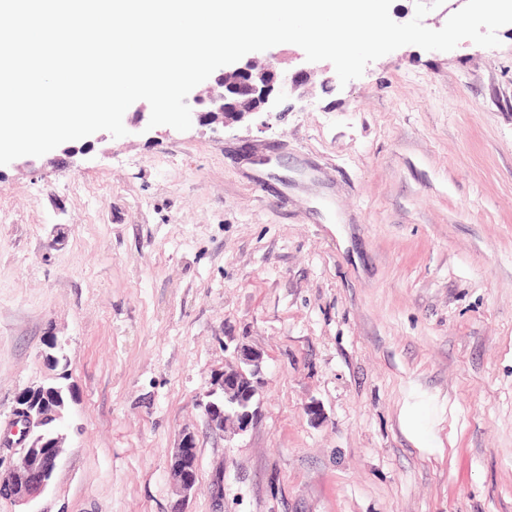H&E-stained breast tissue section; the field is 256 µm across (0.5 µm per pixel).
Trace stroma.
<instances>
[{"instance_id":"obj_1","label":"stroma","mask_w":512,"mask_h":512,"mask_svg":"<svg viewBox=\"0 0 512 512\" xmlns=\"http://www.w3.org/2000/svg\"><path fill=\"white\" fill-rule=\"evenodd\" d=\"M500 47L332 63L229 126L106 137L0 166V431L74 386L33 512H512V25ZM259 415L201 407L235 347ZM221 489H214L216 474ZM263 354L242 348L236 365L216 374L202 402L209 427L222 433L241 434L258 414L263 385ZM170 471L175 480L177 499L171 512H185L184 504L197 481V438L194 431L183 430L170 457Z\"/></svg>"}]
</instances>
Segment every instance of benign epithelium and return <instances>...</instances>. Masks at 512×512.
Returning <instances> with one entry per match:
<instances>
[{
    "label": "benign epithelium",
    "mask_w": 512,
    "mask_h": 512,
    "mask_svg": "<svg viewBox=\"0 0 512 512\" xmlns=\"http://www.w3.org/2000/svg\"><path fill=\"white\" fill-rule=\"evenodd\" d=\"M314 70L308 67L293 72L254 60L224 67L212 81L194 95L201 106L203 125L223 126L240 123L255 114L276 111L275 88L292 91L306 84ZM263 354L253 348L241 350L239 361L214 376L202 403L209 427L219 433L246 432L258 414L263 385ZM17 402L11 429L0 444L13 450L7 469L0 472V498L27 505L36 500L51 483L58 467L66 434L58 424L63 419L73 385H40L24 391ZM177 499L172 512H184V504L197 481L196 434L183 430L170 457Z\"/></svg>",
    "instance_id": "benign-epithelium-1"
}]
</instances>
